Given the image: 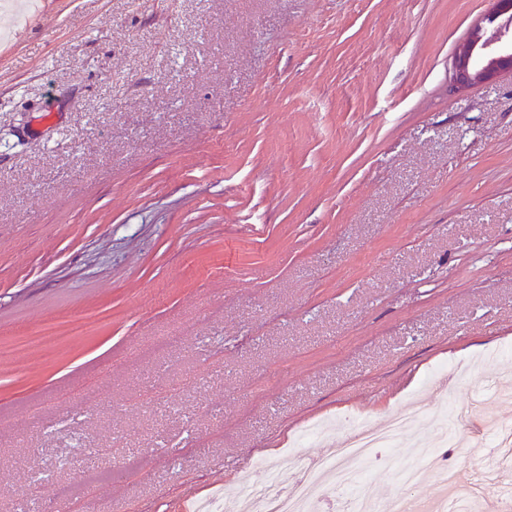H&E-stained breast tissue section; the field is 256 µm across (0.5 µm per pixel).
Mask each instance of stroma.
Segmentation results:
<instances>
[{
    "label": "stroma",
    "mask_w": 512,
    "mask_h": 512,
    "mask_svg": "<svg viewBox=\"0 0 512 512\" xmlns=\"http://www.w3.org/2000/svg\"><path fill=\"white\" fill-rule=\"evenodd\" d=\"M35 3L0 14V512H192L410 403L435 441L449 367L512 345V75L451 88L490 0ZM456 401L468 482L512 397Z\"/></svg>",
    "instance_id": "35a3bbf8"
}]
</instances>
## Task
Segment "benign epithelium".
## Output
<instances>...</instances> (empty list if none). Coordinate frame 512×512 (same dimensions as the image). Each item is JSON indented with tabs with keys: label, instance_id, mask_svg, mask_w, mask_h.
<instances>
[{
	"label": "benign epithelium",
	"instance_id": "benign-epithelium-1",
	"mask_svg": "<svg viewBox=\"0 0 512 512\" xmlns=\"http://www.w3.org/2000/svg\"><path fill=\"white\" fill-rule=\"evenodd\" d=\"M493 7L460 44L453 59V86L464 91L478 83H490L512 74V0H492Z\"/></svg>",
	"mask_w": 512,
	"mask_h": 512
}]
</instances>
